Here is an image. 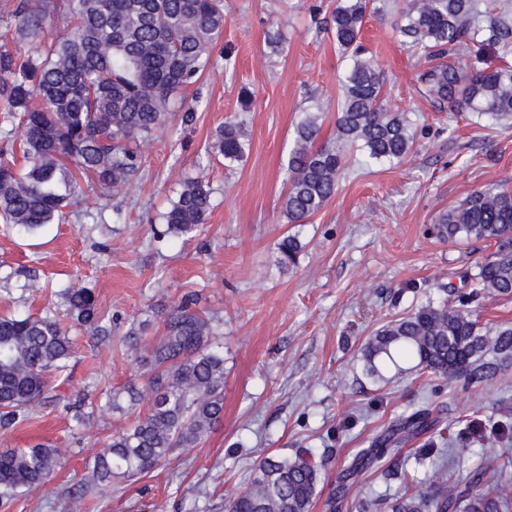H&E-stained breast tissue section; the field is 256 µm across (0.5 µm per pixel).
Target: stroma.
<instances>
[{"instance_id":"obj_1","label":"stroma","mask_w":512,"mask_h":512,"mask_svg":"<svg viewBox=\"0 0 512 512\" xmlns=\"http://www.w3.org/2000/svg\"><path fill=\"white\" fill-rule=\"evenodd\" d=\"M338 3L224 0L223 38L187 91L199 102L193 121L172 117L126 194L89 195L34 233L0 223V315L64 312L60 291L77 282L95 294L107 330L97 338L77 330L70 375L55 381L51 405L0 431V448L48 442L64 456L50 481L8 512H224L226 490L246 484L261 458L305 448L325 463L309 509L324 512L344 463L396 416L420 408L437 420L435 433L405 443L399 467H379L353 489L351 512H388L375 498L402 492L407 472L430 482L421 459L445 449L450 482L480 463L479 448L493 438L498 463H512V435H498L512 426V359L471 385L419 370L379 381L361 358L388 321L430 298L455 302L494 251L487 240L440 239L433 225L477 188H512V120L439 110L420 92V52L402 43L396 13L368 15L362 43L384 73L386 106L409 118L413 149L400 161L351 152V170L325 208L303 224L282 214L297 123L315 112L321 140L334 134L349 65L329 28ZM228 119L248 140L230 168L207 156ZM201 173L213 188L207 224L192 238L165 235L163 213L183 180ZM288 234L303 248L283 270L276 244ZM187 295L211 318L224 352V419L146 474L94 482L86 459L130 420L104 410L108 395L148 381L122 338L136 325L144 341L162 336V312ZM81 394L97 409L80 425L73 405Z\"/></svg>"}]
</instances>
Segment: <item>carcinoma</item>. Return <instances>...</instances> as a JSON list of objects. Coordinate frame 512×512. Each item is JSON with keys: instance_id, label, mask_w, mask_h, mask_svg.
Instances as JSON below:
<instances>
[{"instance_id": "cac0c4a2", "label": "carcinoma", "mask_w": 512, "mask_h": 512, "mask_svg": "<svg viewBox=\"0 0 512 512\" xmlns=\"http://www.w3.org/2000/svg\"><path fill=\"white\" fill-rule=\"evenodd\" d=\"M501 18L489 22L501 63L466 70L481 30L477 0H404L399 32L423 51L419 74L424 96L450 112L512 118V30L506 15L512 0H500ZM376 0H346L332 14L336 43L353 64L343 81L335 141L317 144L321 125L305 116L296 126L288 159L283 215L303 224L334 197L344 171V149L358 145L371 160L407 156L413 146L406 113L384 105V77L365 56L360 33ZM63 30L51 32L54 21ZM224 33V0H15L0 14V112L18 120L19 137L0 146V222L34 232L62 219L64 209L87 191L102 197L121 192L144 170L143 146L166 126L172 109L184 106L190 122L196 107L185 90L207 69L212 47ZM453 54L455 60L448 59ZM26 161L16 166L15 148ZM242 126L217 127L208 154L228 162L243 159ZM205 177L187 179L164 215L165 233H196L213 209ZM443 240H489L495 251L470 278L471 291L456 306L432 301L382 325L362 350L366 372L379 380L404 365L435 376L487 381L512 359V326L486 331L467 306L481 292L512 296V191L495 184L474 190L434 225ZM301 244L287 235L278 243V264H296ZM67 316L89 332L100 331L97 301L85 287L61 291ZM164 335L148 349L154 376L147 410L112 435L98 451L92 472L101 481L144 474L178 448H195L224 418V354L213 350L211 320L184 299L163 315ZM73 342L54 315L0 316V430L28 423L34 408L50 399L54 378L69 375ZM134 385L112 392V412L139 402ZM426 409L399 416L343 469L341 484L324 502L325 512H347V489L365 480L383 459L400 464V445L433 433ZM61 465L60 449L39 443L0 449V509L45 484ZM323 463L307 452L266 457L248 483L228 492L224 512H309L322 480ZM390 512H512V480L481 464L462 487L441 482L404 492Z\"/></svg>"}]
</instances>
